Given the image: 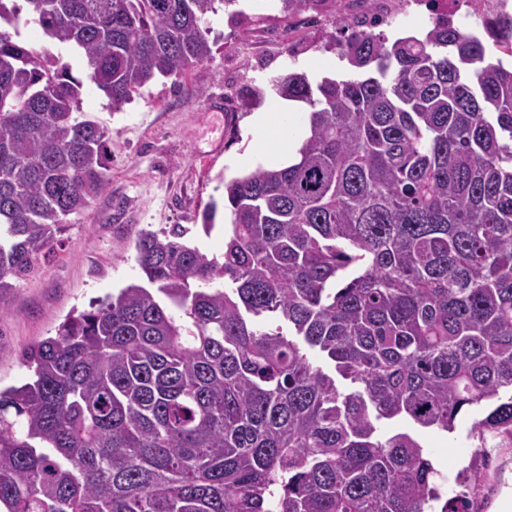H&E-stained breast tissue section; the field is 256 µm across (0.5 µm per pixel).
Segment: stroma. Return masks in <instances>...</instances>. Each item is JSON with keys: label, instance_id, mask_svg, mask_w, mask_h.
Segmentation results:
<instances>
[{"label": "stroma", "instance_id": "stroma-1", "mask_svg": "<svg viewBox=\"0 0 512 512\" xmlns=\"http://www.w3.org/2000/svg\"><path fill=\"white\" fill-rule=\"evenodd\" d=\"M336 11L315 20L288 17L272 0H219L208 14L213 57L180 76L158 78L139 90L121 109L95 88L82 96L83 114L109 130L106 157L110 181L89 207L60 236L48 257L0 299V385L26 381L24 353L55 335L75 310L142 280L134 260V240L141 230H170L180 224L186 240L212 256L224 250V218L211 232L202 228L207 206L224 199V182L241 175L246 147L275 155L280 135L247 141L248 117L255 109L277 112L280 98L267 91L270 77L291 69L312 82L346 78L351 71L334 46L339 39ZM376 31L388 40L430 29L425 0H385L378 5ZM265 88L260 105L249 91ZM219 97L223 109L210 108ZM475 414L460 416L455 432L423 429L404 420H382L381 434L409 432L448 477L455 492L466 476L474 441ZM506 466L477 494L481 512H507L512 506V448Z\"/></svg>", "mask_w": 512, "mask_h": 512}]
</instances>
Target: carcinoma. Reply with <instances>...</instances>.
I'll return each instance as SVG.
<instances>
[{
	"label": "carcinoma",
	"instance_id": "obj_1",
	"mask_svg": "<svg viewBox=\"0 0 512 512\" xmlns=\"http://www.w3.org/2000/svg\"><path fill=\"white\" fill-rule=\"evenodd\" d=\"M24 2L0 0V299L109 184L84 83L119 109L212 57L215 0ZM484 2L490 46L446 13L391 43L343 17L359 76L269 79L311 107L299 162L224 184L219 255L140 232L145 283L28 353L30 379L0 388V512H425L437 470L377 422L482 411L468 484L436 504L475 512L512 448V67L490 59L512 56V18Z\"/></svg>",
	"mask_w": 512,
	"mask_h": 512
}]
</instances>
